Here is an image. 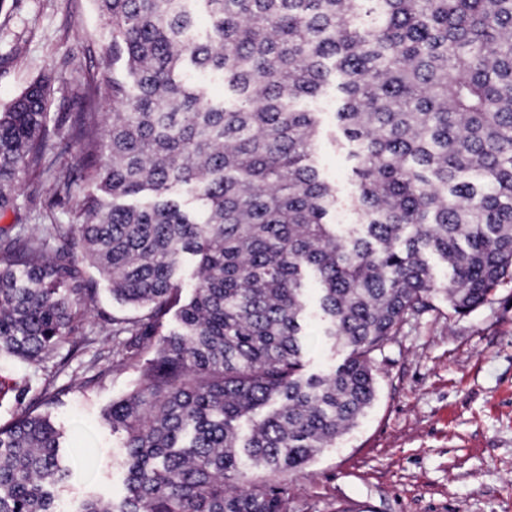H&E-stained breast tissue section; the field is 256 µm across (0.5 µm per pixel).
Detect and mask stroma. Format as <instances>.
<instances>
[{
  "mask_svg": "<svg viewBox=\"0 0 512 512\" xmlns=\"http://www.w3.org/2000/svg\"><path fill=\"white\" fill-rule=\"evenodd\" d=\"M109 34L92 0H5L0 5V109L35 79L49 82L51 125L66 133L80 109L89 75L107 68ZM319 113L323 137L315 154L322 177L341 199L355 191L352 146L336 137L338 95L303 99ZM84 157L70 146L58 166L70 173L69 199L31 205L21 185L15 210L0 213V228L25 224L40 234L47 217L69 224L94 186ZM377 395L358 425L302 471L287 476L288 512H512V282L467 316L443 301L405 324L375 356ZM105 360L87 350L59 374L0 360V380L26 377L32 393L60 388L49 412L81 469L98 481L84 490L74 474L59 491L61 512H80L85 493L121 498L124 473L94 453L82 430L118 444L102 418L126 394L134 371L102 376Z\"/></svg>",
  "mask_w": 512,
  "mask_h": 512,
  "instance_id": "35a3bbf8",
  "label": "stroma"
}]
</instances>
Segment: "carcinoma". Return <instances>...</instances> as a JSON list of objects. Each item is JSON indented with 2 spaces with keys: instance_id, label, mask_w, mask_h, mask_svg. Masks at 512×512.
I'll return each instance as SVG.
<instances>
[{
  "instance_id": "obj_1",
  "label": "carcinoma",
  "mask_w": 512,
  "mask_h": 512,
  "mask_svg": "<svg viewBox=\"0 0 512 512\" xmlns=\"http://www.w3.org/2000/svg\"><path fill=\"white\" fill-rule=\"evenodd\" d=\"M94 2L117 70L88 77L71 137L102 196L39 236L0 229V357L63 367L95 344L88 262L134 311L100 331V376L137 379L106 412L126 495L80 512H288L280 479L357 425L374 355L404 323L439 295L465 316L512 280V0ZM333 72L357 160L352 232L329 222L318 113L296 107ZM48 105L36 80L0 110L1 213L22 174L70 196ZM310 278L321 336L348 351L321 372L305 364ZM30 389L0 383L22 405L0 426V512H57L73 474L47 414L61 390Z\"/></svg>"
}]
</instances>
